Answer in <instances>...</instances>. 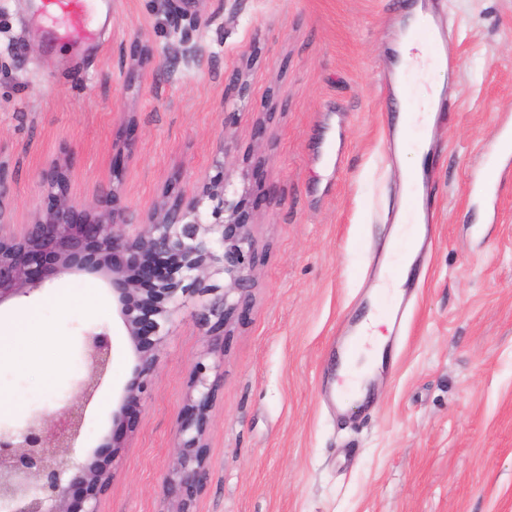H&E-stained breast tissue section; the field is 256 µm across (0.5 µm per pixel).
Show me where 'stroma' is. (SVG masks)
Instances as JSON below:
<instances>
[{
    "label": "stroma",
    "mask_w": 512,
    "mask_h": 512,
    "mask_svg": "<svg viewBox=\"0 0 512 512\" xmlns=\"http://www.w3.org/2000/svg\"><path fill=\"white\" fill-rule=\"evenodd\" d=\"M407 2L204 0L192 21L172 0H94L101 43L78 53L49 40L40 0H0V200L12 224L46 209L41 175L57 163L79 207L116 193L133 224L170 182L197 193L220 143L229 168L249 171L264 257L254 305L224 339L195 512H512V174L494 203L471 190L512 115V0H433L455 65L427 76L451 105L423 179L431 233L404 286L409 323L391 369L370 405L336 413V336L371 301L374 258L404 247L392 232L412 156L398 150L384 84ZM239 72L242 100L229 95ZM256 153L265 162L246 167ZM52 286L62 302L0 305L1 319L28 308L50 333L27 372L0 366V391L18 398L0 424L57 408L83 369L84 334L106 331L113 359L86 414L88 455L112 432L133 350L103 281L81 272ZM200 309L192 299L174 317L100 512L167 508L176 419L205 346Z\"/></svg>",
    "instance_id": "1"
}]
</instances>
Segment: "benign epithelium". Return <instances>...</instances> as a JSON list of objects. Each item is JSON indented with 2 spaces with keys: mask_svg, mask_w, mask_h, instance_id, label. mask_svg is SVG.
I'll return each mask as SVG.
<instances>
[{
  "mask_svg": "<svg viewBox=\"0 0 512 512\" xmlns=\"http://www.w3.org/2000/svg\"><path fill=\"white\" fill-rule=\"evenodd\" d=\"M229 154V147H220L216 174L198 193H165L138 224L115 204V190L112 206L78 209L59 174L44 178L50 204L19 231L0 201V305L66 274L98 276L112 292L135 356V382L112 403L111 463L96 452L75 456L87 407L113 359L105 332L84 335V372L64 408L0 429V512H99V498L128 448L129 406L148 389L176 311L189 297L205 299L200 326L208 355L222 352L224 337L234 335V314L253 301L262 251L245 214L247 188L237 186L226 168ZM117 252L127 254L121 265L112 264ZM210 371L197 363L176 420V443L163 475L168 512H191L192 495L207 482L204 438L219 383Z\"/></svg>",
  "mask_w": 512,
  "mask_h": 512,
  "instance_id": "7a95c632",
  "label": "benign epithelium"
}]
</instances>
